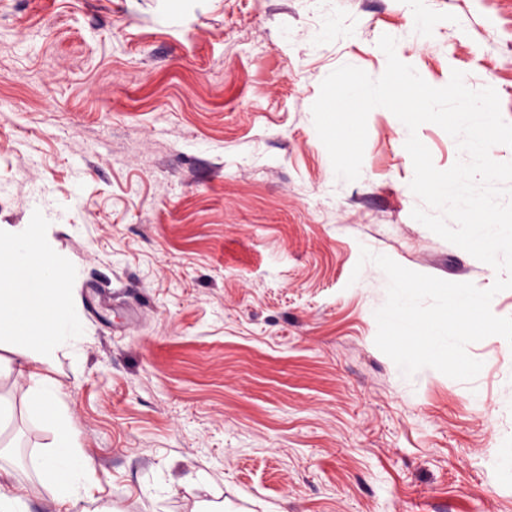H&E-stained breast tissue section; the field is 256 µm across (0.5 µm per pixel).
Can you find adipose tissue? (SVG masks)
I'll return each instance as SVG.
<instances>
[{"label": "adipose tissue", "instance_id": "obj_1", "mask_svg": "<svg viewBox=\"0 0 512 512\" xmlns=\"http://www.w3.org/2000/svg\"><path fill=\"white\" fill-rule=\"evenodd\" d=\"M320 21L309 33L312 45L355 36L341 23L339 0H317ZM76 274L53 253L44 225L0 232V340H10L8 365L18 366L31 381L26 413L45 431L46 450L33 455L30 466L57 504H75L94 483L93 464L78 445L53 380L42 367L61 353H79L86 326L68 303Z\"/></svg>", "mask_w": 512, "mask_h": 512}]
</instances>
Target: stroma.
<instances>
[{"mask_svg":"<svg viewBox=\"0 0 512 512\" xmlns=\"http://www.w3.org/2000/svg\"><path fill=\"white\" fill-rule=\"evenodd\" d=\"M343 3L356 37L315 50V0H0V228L48 225L78 271L87 341L47 374L100 512H512V345L469 344L473 381L427 368L408 389L349 284L364 247L481 289L496 271L412 218L389 110L338 193L309 122L334 69H385L388 34L430 85L494 88L512 123V0ZM417 135L437 169L459 158L438 125ZM29 387L0 368L6 488L80 512L28 466L49 441Z\"/></svg>","mask_w":512,"mask_h":512,"instance_id":"stroma-1","label":"stroma"}]
</instances>
